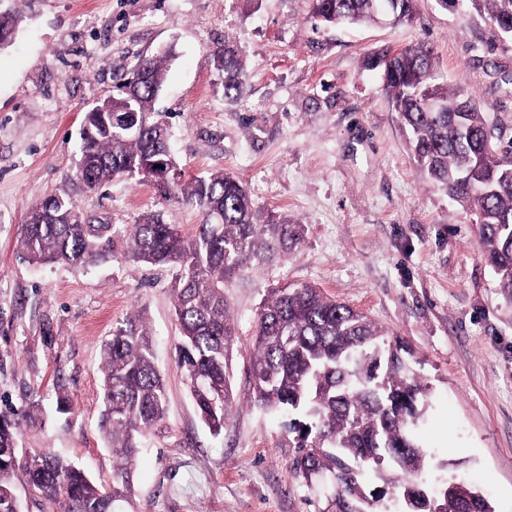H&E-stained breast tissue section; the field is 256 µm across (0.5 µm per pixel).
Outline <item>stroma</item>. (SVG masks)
I'll return each mask as SVG.
<instances>
[{
    "instance_id": "1",
    "label": "stroma",
    "mask_w": 512,
    "mask_h": 512,
    "mask_svg": "<svg viewBox=\"0 0 512 512\" xmlns=\"http://www.w3.org/2000/svg\"><path fill=\"white\" fill-rule=\"evenodd\" d=\"M311 0H0L23 22L0 47V413L19 445L47 448L112 483L99 429L100 345L144 310L168 394L164 434L144 439L135 512H336L329 475L298 476L289 416L259 407L248 347L267 289L312 284L367 315L407 349L429 386L417 436L438 487L469 478L494 512H512V299L483 259L469 213L418 169L371 59L424 43L449 86L468 88L512 139V37L438 0H415L410 23L319 24ZM245 68L225 98L211 64L225 39ZM143 56L167 59L154 117L171 132L178 183L115 180L75 191L113 249L94 264H30L20 233L28 209L68 187L84 115ZM224 172L263 214L288 217L302 240L254 266L224 293L240 352L238 399L220 435L199 420L175 362L170 266L128 260L124 236L147 212L193 235L203 215L187 183ZM65 400L68 412L56 410ZM39 403V421L26 419Z\"/></svg>"
}]
</instances>
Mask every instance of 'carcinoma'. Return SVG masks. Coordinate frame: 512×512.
I'll return each instance as SVG.
<instances>
[{
    "instance_id": "obj_1",
    "label": "carcinoma",
    "mask_w": 512,
    "mask_h": 512,
    "mask_svg": "<svg viewBox=\"0 0 512 512\" xmlns=\"http://www.w3.org/2000/svg\"><path fill=\"white\" fill-rule=\"evenodd\" d=\"M315 20L332 25L376 22L375 0H312ZM467 13L512 29V0H457ZM21 15L0 12V46L11 42ZM224 97L239 95L244 65L231 42L211 54ZM384 89L409 133L415 162L433 183L466 207L477 224V243L499 288L512 298V141L487 140L486 113L458 87L437 82L432 49L421 44L379 56ZM166 79L165 59L144 57L118 94L87 111L81 126L74 179L93 190L115 179L160 180L147 162L176 161L164 122L152 117ZM187 201L204 219L192 236L157 213L141 215L126 239L133 263L177 269L174 309L180 327L175 347L202 422L216 434L235 408L230 361L237 334L224 298V283L242 276L253 262L269 259L301 242V225L261 217L242 184L212 173L191 181ZM72 195H44L27 212L21 249L32 263L91 265L110 244L105 224H76ZM404 347L389 340L366 315L327 297L311 284L268 290L251 340L254 401L294 416L288 424L298 454L294 470L303 478L328 472L339 512L367 502L364 479L381 477L410 512H493L489 501L461 481L446 505L442 490L422 479L427 465L414 426L416 403L427 385L409 374ZM100 428L111 444L112 488L97 484L68 459L44 449L18 446V422L0 415V512H19L6 495L21 483L46 505L44 512H116L132 504L134 462L142 439L165 432L167 394L155 366L153 334L143 310L118 321L101 345Z\"/></svg>"
}]
</instances>
